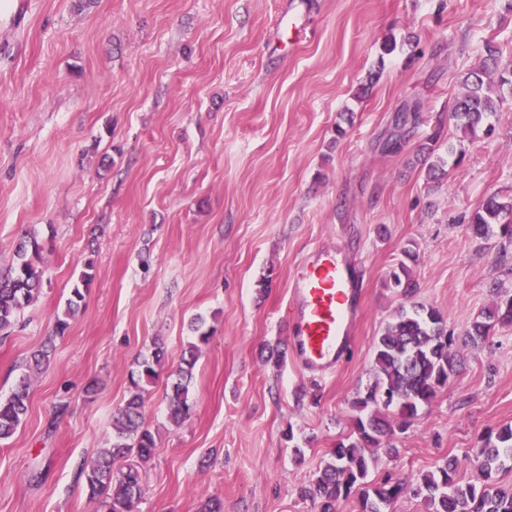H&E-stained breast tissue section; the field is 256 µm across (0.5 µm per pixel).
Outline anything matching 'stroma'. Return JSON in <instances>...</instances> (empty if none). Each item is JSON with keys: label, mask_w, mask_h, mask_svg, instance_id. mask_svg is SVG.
Segmentation results:
<instances>
[{"label": "stroma", "mask_w": 512, "mask_h": 512, "mask_svg": "<svg viewBox=\"0 0 512 512\" xmlns=\"http://www.w3.org/2000/svg\"><path fill=\"white\" fill-rule=\"evenodd\" d=\"M309 2L299 37L290 0H0V272L27 232L44 269L0 339V397L32 377L28 414L0 443V512H106L86 476L157 342L137 512H199L209 497L224 512H316L300 490L375 379L374 341L405 303L386 286L403 250L414 302L455 338L512 295L499 241L467 228L488 197L512 199V90L490 130L449 117L487 45L512 59V0ZM427 141L434 179L416 160ZM321 247L358 263L363 317L344 364L314 382L264 349L288 348L292 274ZM88 268L82 308L55 334ZM199 316L211 338L175 424L168 393ZM463 356L369 483L412 482L450 456L476 475L480 436L512 424V327Z\"/></svg>", "instance_id": "stroma-1"}]
</instances>
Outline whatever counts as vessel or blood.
<instances>
[{
  "instance_id": "b4317fda",
  "label": "vessel or blood",
  "mask_w": 512,
  "mask_h": 512,
  "mask_svg": "<svg viewBox=\"0 0 512 512\" xmlns=\"http://www.w3.org/2000/svg\"><path fill=\"white\" fill-rule=\"evenodd\" d=\"M292 285V355L303 372L321 381L336 372L354 338L361 308L356 271L335 250L321 248L301 261Z\"/></svg>"
}]
</instances>
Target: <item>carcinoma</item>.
I'll list each match as a JSON object with an SVG mask.
<instances>
[{"label":"carcinoma","mask_w":512,"mask_h":512,"mask_svg":"<svg viewBox=\"0 0 512 512\" xmlns=\"http://www.w3.org/2000/svg\"><path fill=\"white\" fill-rule=\"evenodd\" d=\"M487 57L482 67L467 72L462 84L464 92L451 112L460 128L475 133L485 120L497 111L499 93L512 86V62L502 60L501 51L486 46ZM469 230L479 239H490L495 233L512 242V203L492 196L483 202L470 218ZM41 244L33 236H25L17 244V263L0 275V336L11 334L21 310L34 303L41 292L44 270L39 265ZM92 274L85 273L71 288L67 309L57 319L55 331L64 333L84 300ZM387 287L404 295L417 285L412 282L405 262L391 272ZM512 325V295L499 298L493 306L478 315L466 331L465 345L478 347L485 343L497 327ZM205 321L192 322L196 341L187 348L179 368V378L172 384L168 418L175 424L184 421L191 411L189 384L197 362L199 345L210 339ZM454 337L448 335L441 312L433 307L412 305L400 307L374 341L376 379L363 396L353 401L356 415L346 439L339 441L332 458L311 484L301 489L303 497L318 506V512H337L340 501L359 493L362 512H390L399 498L409 494L421 500L428 512H512V484L498 482L495 475L512 460V425L489 430L481 435L472 457L478 463L480 477L464 480L462 463L450 458L412 482L391 481L380 484L365 482L375 463L377 450H392L390 440L405 432L418 408L429 406L437 393L448 386L459 366ZM164 349L154 344L150 355L137 363L130 373V396L118 411L113 423L110 447L102 449L93 461L87 481L92 494L105 498L108 512H135L142 494L138 470L128 467L114 470L116 461L134 454L140 459L151 457L156 448L152 432L143 419L145 386L153 383L162 367ZM47 352L34 355L30 373L23 376L13 392L0 398V442L17 432L26 418L31 388V374L46 361Z\"/></svg>","instance_id":"1"}]
</instances>
